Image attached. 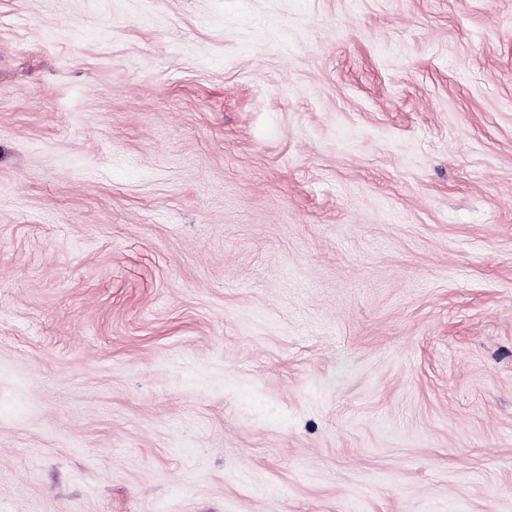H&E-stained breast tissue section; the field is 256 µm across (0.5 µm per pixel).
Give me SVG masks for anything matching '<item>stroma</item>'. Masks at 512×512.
Returning a JSON list of instances; mask_svg holds the SVG:
<instances>
[{"label": "stroma", "mask_w": 512, "mask_h": 512, "mask_svg": "<svg viewBox=\"0 0 512 512\" xmlns=\"http://www.w3.org/2000/svg\"><path fill=\"white\" fill-rule=\"evenodd\" d=\"M512 512V0H0V512Z\"/></svg>", "instance_id": "35a3bbf8"}]
</instances>
